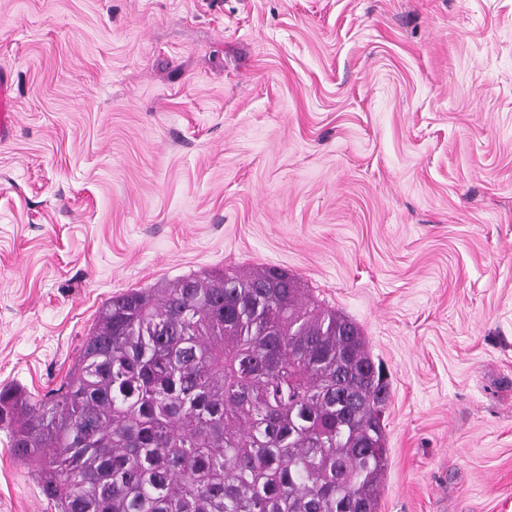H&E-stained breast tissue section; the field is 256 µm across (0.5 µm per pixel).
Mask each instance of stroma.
I'll use <instances>...</instances> for the list:
<instances>
[{
    "label": "stroma",
    "instance_id": "stroma-1",
    "mask_svg": "<svg viewBox=\"0 0 512 512\" xmlns=\"http://www.w3.org/2000/svg\"><path fill=\"white\" fill-rule=\"evenodd\" d=\"M0 68V388L276 266L390 383L379 512H512V0H0ZM0 512H54L4 423ZM15 110L9 75L0 70V143L9 141L15 129Z\"/></svg>",
    "mask_w": 512,
    "mask_h": 512
}]
</instances>
